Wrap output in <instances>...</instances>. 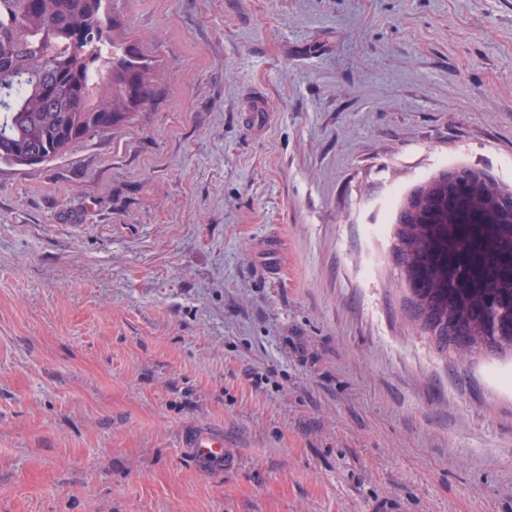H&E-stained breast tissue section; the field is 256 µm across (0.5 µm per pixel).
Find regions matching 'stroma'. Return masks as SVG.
I'll use <instances>...</instances> for the list:
<instances>
[{
  "instance_id": "obj_1",
  "label": "stroma",
  "mask_w": 512,
  "mask_h": 512,
  "mask_svg": "<svg viewBox=\"0 0 512 512\" xmlns=\"http://www.w3.org/2000/svg\"><path fill=\"white\" fill-rule=\"evenodd\" d=\"M112 9L154 100L0 164V512H512V359L439 354L368 233L512 187V0ZM184 448H190L191 463L198 468L225 465L224 436L211 432L192 433L185 437Z\"/></svg>"
}]
</instances>
